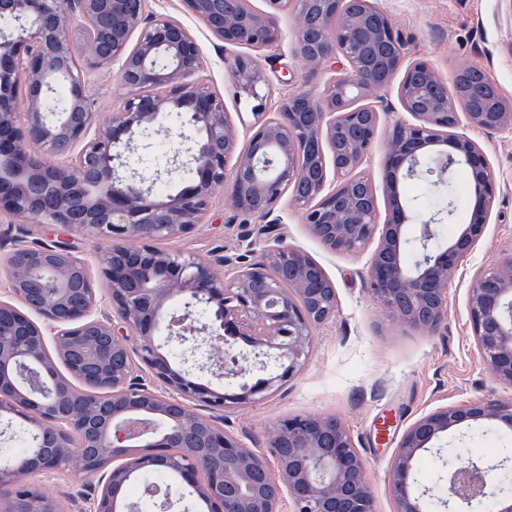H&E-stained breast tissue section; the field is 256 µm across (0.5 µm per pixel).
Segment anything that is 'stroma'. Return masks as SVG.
<instances>
[{"label": "stroma", "instance_id": "stroma-1", "mask_svg": "<svg viewBox=\"0 0 512 512\" xmlns=\"http://www.w3.org/2000/svg\"><path fill=\"white\" fill-rule=\"evenodd\" d=\"M387 12L406 47L408 60L431 63L443 77L466 64L481 69L512 97V0H377ZM150 12L180 20L197 38L203 52L200 79L224 98L227 112H238L224 70L219 41L180 0H149ZM283 36L266 49L240 48V55L258 59L271 84L267 112H275L288 94L289 80L305 72L293 53L295 29L290 14L281 18ZM85 87L99 111L118 107L122 90L115 71L88 70ZM387 109L374 149L365 166L376 188H383L385 130L403 119L395 91L383 94ZM484 150L496 176V202L482 239L460 266L449 290L448 321L437 334L427 335L394 321L383 313L366 289L364 272L371 249L349 254L333 252L320 243L292 210L288 199L274 208L280 218L279 235L305 250L333 281L338 298L335 319L319 329L303 370L282 389L253 407L231 413L226 430L240 436L259 453H266L265 430L273 422L302 412L341 418L367 462L378 512H393L388 470L394 448L406 428L436 408L460 405L477 397H512V388L500 385L477 349L470 324L467 294L477 270L512 251V130L494 134L468 129ZM261 221L229 210L223 196H215L205 224L175 241L160 240L159 249L175 248L195 256L224 251L250 257L249 245L273 244V235L261 234ZM67 241L83 259L93 279H100L99 240L88 235H66L49 224L11 223L0 217V255L21 245ZM491 445L489 461L512 454V432L495 425L461 426L439 447L424 453L417 474L432 481L445 478L449 466L468 459L480 441Z\"/></svg>", "mask_w": 512, "mask_h": 512}]
</instances>
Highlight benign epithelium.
<instances>
[{
    "mask_svg": "<svg viewBox=\"0 0 512 512\" xmlns=\"http://www.w3.org/2000/svg\"><path fill=\"white\" fill-rule=\"evenodd\" d=\"M182 2L226 49L279 42L281 16L293 12L294 55L328 79L320 89L298 83L268 117L260 62L224 57L234 97L252 104V134L240 151L223 98L196 79L199 42L179 20L150 13L148 0H0V213L101 241L107 290L102 308L86 265L64 242L0 257L9 280V299H0V420L21 416L32 440L24 457L0 462V512H64L35 482L63 472L96 480L90 512H130L132 475L151 471L177 472L206 512H376L366 461L339 417L301 413L270 425L273 466L224 429L227 414L296 377L315 331L335 317L336 289L324 268L281 237L246 265L154 242L205 223L219 192L232 211L278 224L271 215L287 194L327 249L375 244L368 292L400 322L434 334L495 202L483 149L456 128L511 130L512 100L494 85V111L463 105L427 61L405 62L404 42L374 0L347 15L345 0H266L264 10L242 0ZM86 68L116 70L119 107L95 111ZM60 77L69 97L54 117L52 81ZM392 87L412 121L389 130L382 217L376 187L361 173L381 115L358 101ZM159 131L184 174L175 193L155 190L160 173L147 178L127 165L137 140ZM459 167L476 191L470 218L431 248L427 239L442 219L429 213L411 224L399 180L443 184ZM230 266L233 275L220 278L217 269ZM468 308L476 347L494 379L512 388V252L477 272ZM174 342L186 355L204 348L208 361L219 358L237 387L219 392L191 377L171 355ZM141 371L161 390L141 383ZM485 422L512 432V398H475L417 418L391 461L394 512H423L428 490L419 488L416 466L424 452L463 424ZM508 463L448 467L446 510L473 512L490 500L494 512H512V491L499 475Z\"/></svg>",
    "mask_w": 512,
    "mask_h": 512,
    "instance_id": "obj_1",
    "label": "benign epithelium"
}]
</instances>
